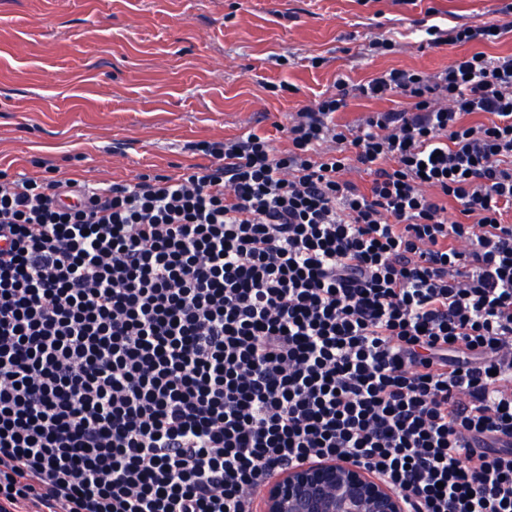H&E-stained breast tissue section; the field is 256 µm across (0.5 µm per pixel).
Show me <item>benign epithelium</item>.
Instances as JSON below:
<instances>
[{"label": "benign epithelium", "instance_id": "1", "mask_svg": "<svg viewBox=\"0 0 512 512\" xmlns=\"http://www.w3.org/2000/svg\"><path fill=\"white\" fill-rule=\"evenodd\" d=\"M264 512H403L402 497L347 461L289 467L263 484Z\"/></svg>", "mask_w": 512, "mask_h": 512}]
</instances>
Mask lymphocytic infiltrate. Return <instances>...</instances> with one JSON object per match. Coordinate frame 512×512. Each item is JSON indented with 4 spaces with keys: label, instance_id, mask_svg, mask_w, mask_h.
Masks as SVG:
<instances>
[{
    "label": "lymphocytic infiltrate",
    "instance_id": "obj_1",
    "mask_svg": "<svg viewBox=\"0 0 512 512\" xmlns=\"http://www.w3.org/2000/svg\"><path fill=\"white\" fill-rule=\"evenodd\" d=\"M436 17L427 46L493 44L512 0ZM352 95L408 106L345 130ZM288 139L104 187L0 170V512H254L331 459L409 512H512V54L338 79Z\"/></svg>",
    "mask_w": 512,
    "mask_h": 512
}]
</instances>
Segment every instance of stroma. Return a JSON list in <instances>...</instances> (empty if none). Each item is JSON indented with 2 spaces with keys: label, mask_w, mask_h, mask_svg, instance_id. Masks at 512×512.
Wrapping results in <instances>:
<instances>
[{
  "label": "stroma",
  "mask_w": 512,
  "mask_h": 512,
  "mask_svg": "<svg viewBox=\"0 0 512 512\" xmlns=\"http://www.w3.org/2000/svg\"><path fill=\"white\" fill-rule=\"evenodd\" d=\"M481 24L496 0H434ZM420 10L394 0H0V169L109 184L207 164L200 142L247 132L288 147L291 116L389 70L434 72ZM399 33L393 52L370 39Z\"/></svg>",
  "instance_id": "35a3bbf8"
}]
</instances>
